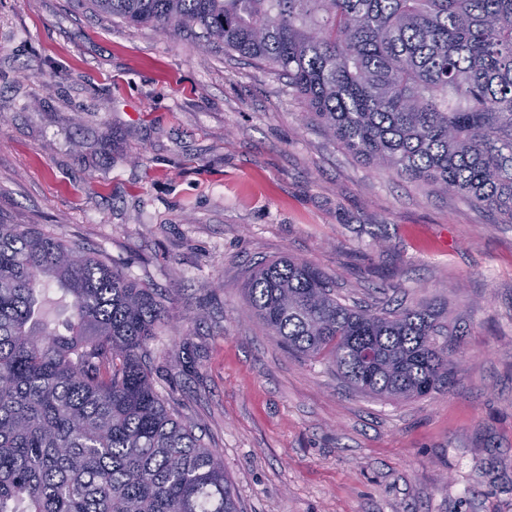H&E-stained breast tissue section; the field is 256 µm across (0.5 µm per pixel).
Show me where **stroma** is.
<instances>
[{"instance_id":"obj_1","label":"stroma","mask_w":512,"mask_h":512,"mask_svg":"<svg viewBox=\"0 0 512 512\" xmlns=\"http://www.w3.org/2000/svg\"><path fill=\"white\" fill-rule=\"evenodd\" d=\"M0 222L171 295L155 387L242 512H512V223L360 162L270 70L91 0H0ZM279 256L348 303L436 304L453 384L380 400L280 348L244 297Z\"/></svg>"}]
</instances>
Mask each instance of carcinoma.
<instances>
[{
	"instance_id": "obj_1",
	"label": "carcinoma",
	"mask_w": 512,
	"mask_h": 512,
	"mask_svg": "<svg viewBox=\"0 0 512 512\" xmlns=\"http://www.w3.org/2000/svg\"><path fill=\"white\" fill-rule=\"evenodd\" d=\"M162 33L195 28L269 67L354 157L512 223V0H91ZM69 303L47 326V287ZM246 301L290 353L353 389L445 388L453 332L433 303L347 304L306 261L259 265ZM169 297L106 256L0 224V512H241L224 459L147 362Z\"/></svg>"
}]
</instances>
